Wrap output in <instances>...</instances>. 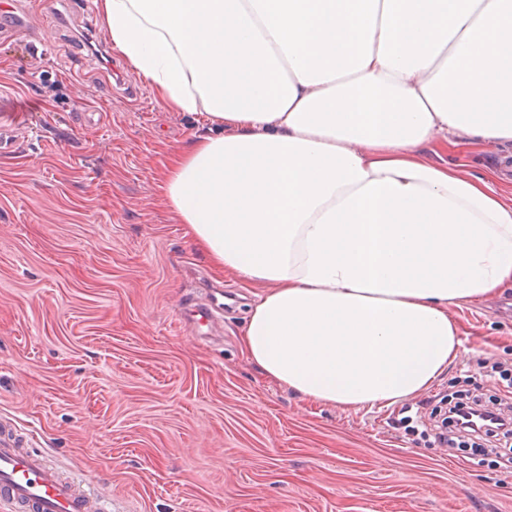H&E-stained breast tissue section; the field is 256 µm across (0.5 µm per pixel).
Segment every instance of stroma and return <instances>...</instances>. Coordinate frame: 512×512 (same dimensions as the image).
<instances>
[{"instance_id": "35a3bbf8", "label": "stroma", "mask_w": 512, "mask_h": 512, "mask_svg": "<svg viewBox=\"0 0 512 512\" xmlns=\"http://www.w3.org/2000/svg\"><path fill=\"white\" fill-rule=\"evenodd\" d=\"M84 0H16L57 28L0 38V121L29 137L0 154V427L103 492L112 512H512V464L439 442L465 387L489 399L512 369V285L453 309L461 356L387 409L309 404L240 352L255 297L216 276L154 178L198 130L163 111ZM234 300L217 332L179 309L204 286Z\"/></svg>"}]
</instances>
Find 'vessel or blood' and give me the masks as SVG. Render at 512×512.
Masks as SVG:
<instances>
[{"mask_svg": "<svg viewBox=\"0 0 512 512\" xmlns=\"http://www.w3.org/2000/svg\"><path fill=\"white\" fill-rule=\"evenodd\" d=\"M0 500L15 512H112L104 497L63 476L60 469L31 448L0 436Z\"/></svg>", "mask_w": 512, "mask_h": 512, "instance_id": "1", "label": "vessel or blood"}]
</instances>
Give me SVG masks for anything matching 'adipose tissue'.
Instances as JSON below:
<instances>
[{
	"instance_id": "ef3b65f1",
	"label": "adipose tissue",
	"mask_w": 512,
	"mask_h": 512,
	"mask_svg": "<svg viewBox=\"0 0 512 512\" xmlns=\"http://www.w3.org/2000/svg\"><path fill=\"white\" fill-rule=\"evenodd\" d=\"M169 112L202 115L157 189L257 287L242 353L314 403L417 396L451 311L512 284V202L463 153L512 147V0H95Z\"/></svg>"
}]
</instances>
